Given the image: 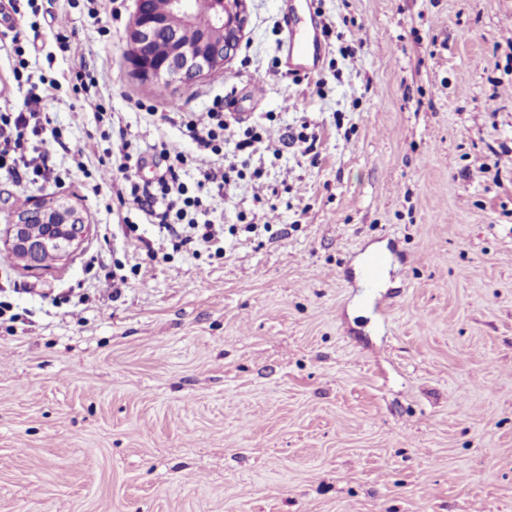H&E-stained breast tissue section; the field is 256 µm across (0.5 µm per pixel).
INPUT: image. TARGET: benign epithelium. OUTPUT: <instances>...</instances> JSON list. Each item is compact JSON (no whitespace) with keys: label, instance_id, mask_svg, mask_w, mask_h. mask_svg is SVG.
Listing matches in <instances>:
<instances>
[{"label":"benign epithelium","instance_id":"1","mask_svg":"<svg viewBox=\"0 0 512 512\" xmlns=\"http://www.w3.org/2000/svg\"><path fill=\"white\" fill-rule=\"evenodd\" d=\"M246 0H167L164 10L155 0H135L127 30V63L140 78L157 86L191 87L197 80L224 70L245 36ZM197 30L186 39L183 32ZM167 42V52L154 54L155 44ZM88 225L70 199H41L13 215L4 246L29 270H47L77 248Z\"/></svg>","mask_w":512,"mask_h":512}]
</instances>
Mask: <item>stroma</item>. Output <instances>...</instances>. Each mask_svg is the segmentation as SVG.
<instances>
[{
	"label": "stroma",
	"instance_id": "stroma-1",
	"mask_svg": "<svg viewBox=\"0 0 512 512\" xmlns=\"http://www.w3.org/2000/svg\"><path fill=\"white\" fill-rule=\"evenodd\" d=\"M14 5L0 111L38 98L55 175L0 174V234L60 192L90 229L41 274L0 244L21 315L0 323V512H512V0H316L312 77L281 53L303 0H247L225 70L165 90L126 64L134 0ZM217 101L266 143L261 178L202 198L236 227L224 258L172 252L136 212L125 236L120 140L149 158L139 181L163 139L194 186L172 115ZM302 116L315 166L286 142Z\"/></svg>",
	"mask_w": 512,
	"mask_h": 512
}]
</instances>
